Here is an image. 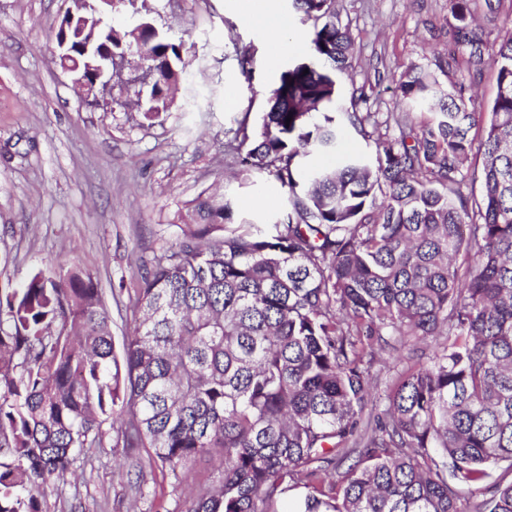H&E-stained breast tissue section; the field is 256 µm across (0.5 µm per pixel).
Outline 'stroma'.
I'll return each instance as SVG.
<instances>
[{"instance_id": "1", "label": "stroma", "mask_w": 512, "mask_h": 512, "mask_svg": "<svg viewBox=\"0 0 512 512\" xmlns=\"http://www.w3.org/2000/svg\"><path fill=\"white\" fill-rule=\"evenodd\" d=\"M71 0H0V288L30 272L78 262L96 277L112 317L115 344L132 328L128 308L137 259L175 243L178 215L199 193L220 189L238 216L270 223L285 191L268 175L239 171L237 123L264 112L280 71L303 58L244 21L245 0H118L116 25L149 18L190 60L166 112L145 120L130 107L132 71L105 110L88 105L64 73L52 36ZM355 43L342 102L364 87L372 111L423 112L399 102L396 81L408 67L448 59V0H336ZM252 50L251 74L240 56ZM414 356L404 347L372 361L368 411L384 415L386 395ZM221 465L198 459L181 478L147 469L143 489L108 448H92L47 498L46 512H173L177 495L204 488Z\"/></svg>"}]
</instances>
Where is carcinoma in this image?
Returning <instances> with one entry per match:
<instances>
[{"label": "carcinoma", "instance_id": "1", "mask_svg": "<svg viewBox=\"0 0 512 512\" xmlns=\"http://www.w3.org/2000/svg\"><path fill=\"white\" fill-rule=\"evenodd\" d=\"M291 2L311 23L307 57L235 132L244 173L286 191L276 221L236 218L224 194L189 201L181 237L139 267L120 355L92 273L39 269L0 289V512H45L86 449L109 441L173 472L222 453L212 486L178 512H279L298 489L294 512H512V481L495 475L512 473V35L491 53L478 22L505 28L512 9L448 0L439 111L381 122L360 111L362 87L353 111L337 107L355 44L335 0ZM96 6L97 26L62 18L61 65L88 76V42L141 52L155 119L191 63L151 22L117 29L114 6ZM488 66L498 93L486 110L471 88ZM396 84L402 102L437 94L415 65ZM348 127L374 158L340 152ZM321 154L336 162L313 166ZM438 337L386 417L365 416V356Z\"/></svg>", "mask_w": 512, "mask_h": 512}]
</instances>
